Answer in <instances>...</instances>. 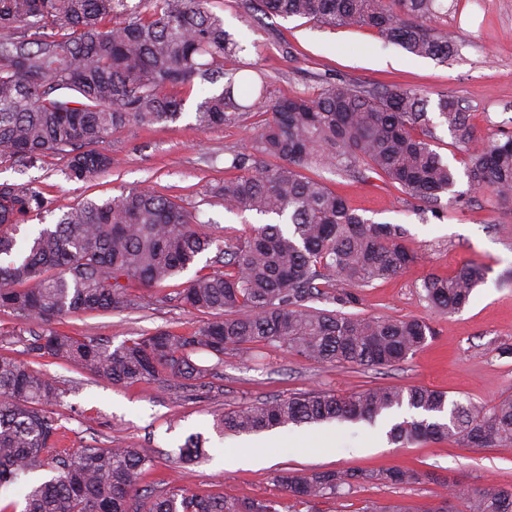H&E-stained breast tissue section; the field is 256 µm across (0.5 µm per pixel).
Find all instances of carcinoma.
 Returning a JSON list of instances; mask_svg holds the SVG:
<instances>
[{"label": "carcinoma", "instance_id": "obj_1", "mask_svg": "<svg viewBox=\"0 0 512 512\" xmlns=\"http://www.w3.org/2000/svg\"><path fill=\"white\" fill-rule=\"evenodd\" d=\"M209 0H0V159L25 167L46 153L67 157L65 177L84 181L112 167L99 145L115 130L174 121L184 92L204 89L198 128L264 116L249 146L233 155L244 171L212 189L224 210L274 222L224 244V265L196 272L177 292L186 308L210 316L193 332L160 329L117 346L71 336L55 321L69 313L122 311L136 305L137 287H152L186 271L214 244L180 203L147 189L103 201L87 200L26 239L13 231L51 211L30 183L0 182V311L36 319L24 353L63 359L117 385L202 382L228 355L254 358L284 349L321 364L392 367L431 335L416 318L345 315L317 309L322 299L354 304L344 286L363 288L416 262L401 229L374 224L306 172L333 169L357 178L374 172L411 199L436 207L454 187V170L431 148L429 100L403 87L327 85L312 94L276 96L257 65L224 29ZM251 19L304 17L326 27L368 26L419 56L445 60L448 35L427 25L438 0H240ZM232 67H227V64ZM439 117L468 158L478 189L512 202V136L477 135L457 101L438 99ZM484 278L465 265L430 275L424 299L443 313L468 304ZM56 382L27 361L0 355V489L38 469L52 476L32 484L22 512H297L321 499H339L365 485L420 484L435 476L415 469L286 471L277 481L292 500L245 499L189 489L141 493L153 471L145 448L116 444L59 447L62 425L50 406ZM428 387H374L344 397L316 390L273 398L221 414L220 433L250 434L289 424L374 420L404 405L418 411L394 424L389 438L421 437L471 448L512 445V397L487 404L452 402ZM208 456L190 435L177 461ZM418 512H512V487L462 485Z\"/></svg>", "mask_w": 512, "mask_h": 512}]
</instances>
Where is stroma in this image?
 Wrapping results in <instances>:
<instances>
[{
    "mask_svg": "<svg viewBox=\"0 0 512 512\" xmlns=\"http://www.w3.org/2000/svg\"><path fill=\"white\" fill-rule=\"evenodd\" d=\"M210 9L244 46V58L266 70L273 94L292 96L325 83L400 85L425 91L433 101L442 94L454 98L484 139L502 141L512 135V0H443L434 24L455 45L445 62L414 56L366 26L333 29L309 18L277 16L257 24L245 17L238 0H212ZM197 101V95H189L177 121L112 132L100 146L112 157L111 170L87 181L67 180V161L57 154H45L23 172L0 160V182H33L52 203V213L21 226V234L43 222L55 223L59 214L85 200H105L129 188L175 199L217 240L248 234L258 217L226 212L208 190L235 176L232 155L248 145L258 117L248 114L238 123L202 131L195 125ZM433 133L435 150L456 172L455 186L442 194L436 209L419 211L399 185L372 172L358 181L328 170L321 173L324 184L365 219L402 228L403 244L417 255L406 271L358 289L357 303L341 308L345 314L425 321L432 334L413 355L385 369L322 365L282 351L263 360L228 356L217 375L194 391L176 381L115 386L75 365L37 359L34 368L53 378L64 393L55 408L65 428L63 447L105 448L122 442L146 448L153 459L152 478L164 488L240 498L284 500L276 476L288 470L413 468L448 480L444 486L366 485L345 498L316 503V512H358L369 501L419 512L447 494L451 483L512 487V447L469 448L429 439L395 444L382 423L363 420L224 437L213 428L224 412L322 389L349 395L375 386H426L475 404L512 395V204L471 187L466 156L447 125L435 123ZM466 264L486 270L468 304L451 315L432 308L423 297V279L448 276ZM194 275L190 269L177 281L140 290L138 305L124 312L76 313L63 318L59 328L115 346L160 328L189 332L203 315L181 307L176 291L178 283ZM193 433L206 438L209 461L176 463L179 446ZM321 433L326 447L294 448L300 436ZM255 447L264 456L262 463H235L237 453Z\"/></svg>",
    "mask_w": 512,
    "mask_h": 512,
    "instance_id": "stroma-1",
    "label": "stroma"
}]
</instances>
